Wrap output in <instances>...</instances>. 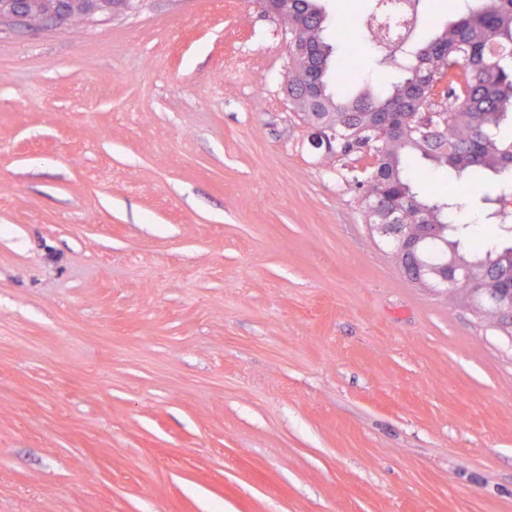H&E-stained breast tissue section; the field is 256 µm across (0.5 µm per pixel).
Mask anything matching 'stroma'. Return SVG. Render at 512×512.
<instances>
[{"label": "stroma", "mask_w": 512, "mask_h": 512, "mask_svg": "<svg viewBox=\"0 0 512 512\" xmlns=\"http://www.w3.org/2000/svg\"><path fill=\"white\" fill-rule=\"evenodd\" d=\"M287 73L257 0L0 30V512H512V339L403 275Z\"/></svg>", "instance_id": "1"}]
</instances>
